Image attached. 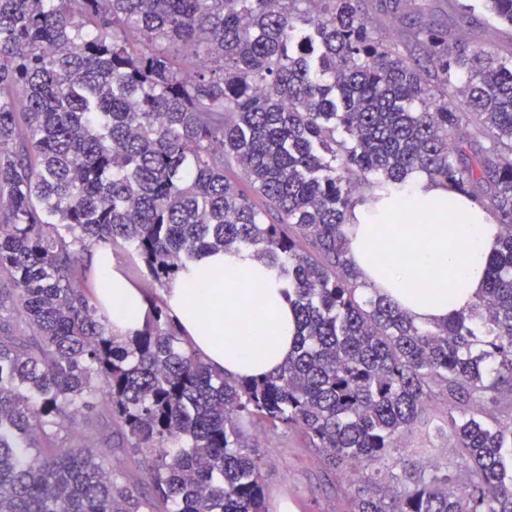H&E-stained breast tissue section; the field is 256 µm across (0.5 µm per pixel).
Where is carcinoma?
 <instances>
[{
    "label": "carcinoma",
    "mask_w": 512,
    "mask_h": 512,
    "mask_svg": "<svg viewBox=\"0 0 512 512\" xmlns=\"http://www.w3.org/2000/svg\"><path fill=\"white\" fill-rule=\"evenodd\" d=\"M482 5L512 26V0ZM413 172L501 226L483 295L435 327L362 293L346 258L361 188ZM116 246L159 288L252 252L288 288L295 351L228 377L155 301L118 339L86 287ZM506 388L512 52L423 15L386 43L360 0H0V512H265L256 416L362 470L347 512H512V428L470 409L512 416ZM437 390L456 471L381 488ZM91 421L134 466L77 441Z\"/></svg>",
    "instance_id": "obj_1"
}]
</instances>
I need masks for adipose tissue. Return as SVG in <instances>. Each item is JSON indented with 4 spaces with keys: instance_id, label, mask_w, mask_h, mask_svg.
Segmentation results:
<instances>
[{
    "instance_id": "1",
    "label": "adipose tissue",
    "mask_w": 512,
    "mask_h": 512,
    "mask_svg": "<svg viewBox=\"0 0 512 512\" xmlns=\"http://www.w3.org/2000/svg\"><path fill=\"white\" fill-rule=\"evenodd\" d=\"M348 255L365 290L387 297L417 325L447 322L478 302L501 229L482 209L423 173L378 202L357 206L345 225ZM465 237L464 250L453 241ZM90 284L125 337L143 328L150 305L111 251L88 258ZM211 283L204 310L195 307L197 282ZM163 297L191 349L230 377L278 369L292 350L296 317L282 285L248 251L209 252L190 264Z\"/></svg>"
}]
</instances>
